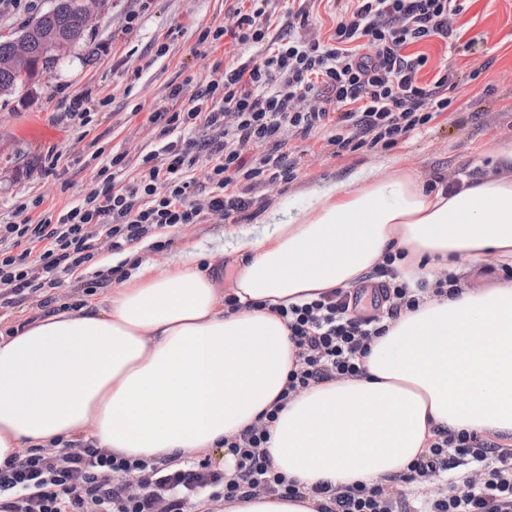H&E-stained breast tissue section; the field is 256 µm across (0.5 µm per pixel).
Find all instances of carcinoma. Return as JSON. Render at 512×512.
I'll return each mask as SVG.
<instances>
[{
    "label": "carcinoma",
    "instance_id": "cac0c4a2",
    "mask_svg": "<svg viewBox=\"0 0 512 512\" xmlns=\"http://www.w3.org/2000/svg\"><path fill=\"white\" fill-rule=\"evenodd\" d=\"M80 0H52L49 9L35 17L23 27L20 34L29 44L31 78L59 61L60 56L47 51L44 36L49 34L69 47H75L83 40L87 28L83 26L78 5ZM23 81L18 75L0 68V94H10Z\"/></svg>",
    "mask_w": 512,
    "mask_h": 512
}]
</instances>
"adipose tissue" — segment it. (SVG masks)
I'll list each match as a JSON object with an SVG mask.
<instances>
[{
    "instance_id": "ef3b65f1",
    "label": "adipose tissue",
    "mask_w": 512,
    "mask_h": 512,
    "mask_svg": "<svg viewBox=\"0 0 512 512\" xmlns=\"http://www.w3.org/2000/svg\"><path fill=\"white\" fill-rule=\"evenodd\" d=\"M224 236L237 311L196 250L117 254L128 277L107 306L33 319L0 339V465L23 446L85 436L131 459L208 452L257 424L296 361L280 306L352 288L391 249L407 282L462 276L482 257L512 266V148L456 191L413 172L361 167L288 196ZM366 374L319 383L269 423L277 471L304 487L372 486L425 454L437 428L512 445V280L426 296L386 320Z\"/></svg>"
}]
</instances>
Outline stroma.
Segmentation results:
<instances>
[{"label":"stroma","instance_id":"35a3bbf8","mask_svg":"<svg viewBox=\"0 0 512 512\" xmlns=\"http://www.w3.org/2000/svg\"><path fill=\"white\" fill-rule=\"evenodd\" d=\"M234 0H106L83 42L33 83L0 95V224L17 223L43 214H57L83 201L95 189L96 171L111 158L123 157L122 177L142 169V158L155 150L159 128L149 123L156 108H181L205 87L214 59L241 63L259 47L210 49L202 37L223 25ZM352 7L350 0H311L303 37L328 40L336 22ZM464 35L456 50L435 38L412 45L425 54L421 82H432L448 70L455 84V102L428 129L391 149H363L337 156L326 146L327 134L290 138L297 176L257 190L247 217H211L200 224L152 233L153 241L196 247L211 259L209 274L228 283L229 270L215 253L225 232L250 225L251 218L280 198L299 193L328 178L360 166L387 174V158L416 171L424 181L453 186L496 165L501 148L512 145V0H471L459 18ZM184 85L179 99L172 86ZM88 94L84 120L70 117L72 98ZM59 155L53 172H45L48 150ZM110 253L99 249V261ZM98 263L64 277L56 288L58 307L73 309L111 296L116 282L96 286Z\"/></svg>","mask_w":512,"mask_h":512}]
</instances>
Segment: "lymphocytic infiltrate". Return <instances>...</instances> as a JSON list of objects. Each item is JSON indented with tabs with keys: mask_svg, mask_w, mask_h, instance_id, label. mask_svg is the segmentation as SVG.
I'll return each mask as SVG.
<instances>
[{
	"mask_svg": "<svg viewBox=\"0 0 512 512\" xmlns=\"http://www.w3.org/2000/svg\"><path fill=\"white\" fill-rule=\"evenodd\" d=\"M271 0H235L211 41L232 45L267 42L250 61L215 60L204 90L187 107L152 110L160 124V144L143 160L140 176L129 184L105 174L80 204L38 223L0 224V308L38 295L41 307L55 301L54 289L91 262L101 241L120 253L150 231L199 224L211 216L228 218L251 204L259 186L294 177L287 132L307 137L331 128L327 143L336 153L364 147L391 148L421 133L448 111L447 74L424 84V55L408 45L434 37L456 45V19L467 0H355V7L320 42L271 34ZM209 167L206 181L194 170ZM386 254L374 275L375 311L358 310L363 290L335 289L303 305L279 308L297 362L288 374L286 395L338 378L361 377L381 323L415 309L421 297L457 292L455 278L409 284ZM266 428L252 426L229 443L236 474L205 459L182 467L117 456L76 442L59 449L32 448L0 468V512H194L205 502L234 503L255 495L300 497L298 484L274 469L266 451ZM481 466L476 475L457 474L461 459ZM140 489H129V476ZM431 481L421 506L385 484L346 489L318 484L310 488L317 512H512V448L475 432L438 430L424 455L400 481Z\"/></svg>",
	"mask_w": 512,
	"mask_h": 512,
	"instance_id": "lymphocytic-infiltrate-1",
	"label": "lymphocytic infiltrate"
}]
</instances>
